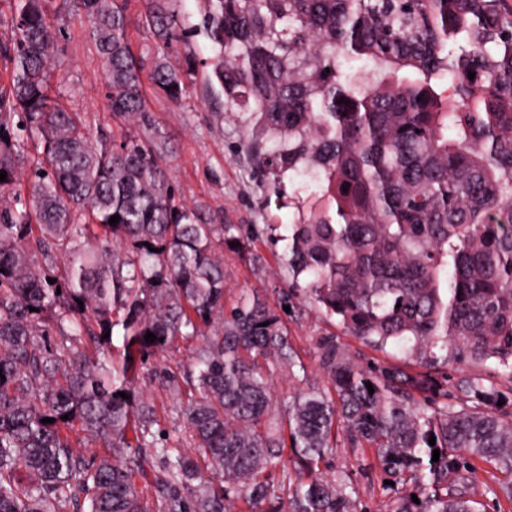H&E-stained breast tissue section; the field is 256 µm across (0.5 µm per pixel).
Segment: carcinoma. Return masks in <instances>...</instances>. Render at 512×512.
I'll use <instances>...</instances> for the list:
<instances>
[{
    "label": "carcinoma",
    "instance_id": "1",
    "mask_svg": "<svg viewBox=\"0 0 512 512\" xmlns=\"http://www.w3.org/2000/svg\"><path fill=\"white\" fill-rule=\"evenodd\" d=\"M202 2L191 28L160 0L142 20L164 50L205 33L209 83L247 116L251 160L276 194L289 172L320 183L291 225L280 304L299 298L419 370L365 369L328 340L329 386L275 405L260 362L293 373L287 326L258 294L224 307V255L245 253L253 231L177 201L162 137L95 138L49 94L63 37L52 17L79 12L110 111L151 126L126 0H12L0 37V512H149L133 479L147 455L168 512H227L233 498L246 512H362L320 468L340 431L401 488L387 512H485L489 492L512 507V410L490 379L452 384L445 371L490 362L512 380V5ZM358 59L376 77L342 70ZM196 66L163 57L150 79L178 104ZM179 338L203 348L172 367L162 356ZM146 367L187 391L172 411L193 453L154 430L155 406L133 386ZM77 428L112 452L79 453ZM481 464L497 487L479 484Z\"/></svg>",
    "mask_w": 512,
    "mask_h": 512
}]
</instances>
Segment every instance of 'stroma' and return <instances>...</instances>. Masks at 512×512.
Returning <instances> with one entry per match:
<instances>
[{"label":"stroma","instance_id":"stroma-1","mask_svg":"<svg viewBox=\"0 0 512 512\" xmlns=\"http://www.w3.org/2000/svg\"><path fill=\"white\" fill-rule=\"evenodd\" d=\"M60 25L64 51L53 66L52 98L68 111L79 113L90 130L105 129L118 138L158 133L166 136L168 151L163 163L184 203H203L223 210L225 223L250 225L258 232L251 249L264 256L265 264L259 268L245 258L233 260L227 271L225 304L256 293L270 305H277L287 277L281 258L288 244V226L295 222L298 212L292 206L279 210L268 203V189L247 158L243 122L225 111L223 97L208 84L206 68H198L192 75L190 93L177 105L160 95L151 80H144V100L152 122L151 127L144 128L109 111L103 68L89 40L85 17L69 14ZM282 319L304 369L293 376L271 369L277 404L287 403L295 392L307 387H325L326 377L320 366L324 340L335 339L337 346L364 367L404 361L397 348L380 352L365 346L345 334L336 320L325 318L309 304L295 305L283 313ZM321 469L327 476L342 479L347 494L367 512H385L394 496L384 483L374 453L351 447L346 436H337L336 446Z\"/></svg>","mask_w":512,"mask_h":512}]
</instances>
